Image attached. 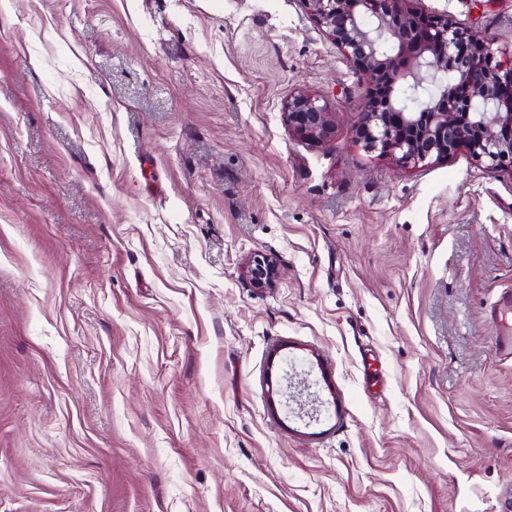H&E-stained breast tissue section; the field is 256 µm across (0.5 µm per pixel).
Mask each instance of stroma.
<instances>
[{
    "instance_id": "35a3bbf8",
    "label": "stroma",
    "mask_w": 512,
    "mask_h": 512,
    "mask_svg": "<svg viewBox=\"0 0 512 512\" xmlns=\"http://www.w3.org/2000/svg\"><path fill=\"white\" fill-rule=\"evenodd\" d=\"M366 90L303 0H0V512H512V169ZM288 122L297 133L313 143L328 141L335 132L332 112L325 100L298 90L284 105Z\"/></svg>"
}]
</instances>
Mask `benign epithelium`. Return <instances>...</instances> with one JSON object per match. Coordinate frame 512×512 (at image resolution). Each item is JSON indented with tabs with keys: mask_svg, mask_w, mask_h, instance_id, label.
Instances as JSON below:
<instances>
[{
	"mask_svg": "<svg viewBox=\"0 0 512 512\" xmlns=\"http://www.w3.org/2000/svg\"><path fill=\"white\" fill-rule=\"evenodd\" d=\"M327 36L371 85L355 130L369 152L398 164L461 150L492 168H512V71L494 62L492 40L414 0H304ZM288 122L313 143L335 132L325 100L298 90Z\"/></svg>",
	"mask_w": 512,
	"mask_h": 512,
	"instance_id": "benign-epithelium-1",
	"label": "benign epithelium"
}]
</instances>
